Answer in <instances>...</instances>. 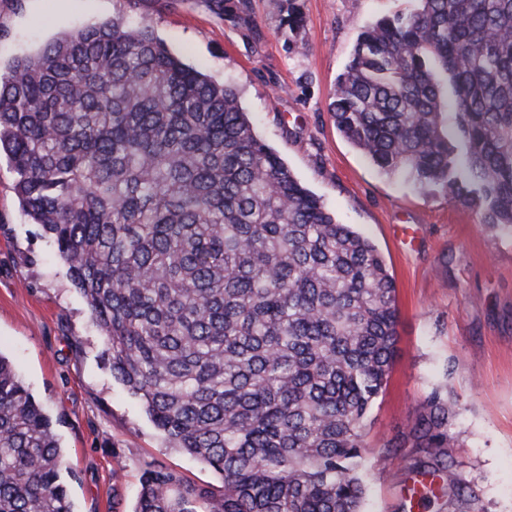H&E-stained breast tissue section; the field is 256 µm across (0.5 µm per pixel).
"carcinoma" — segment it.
Returning <instances> with one entry per match:
<instances>
[{
	"label": "carcinoma",
	"instance_id": "cac0c4a2",
	"mask_svg": "<svg viewBox=\"0 0 512 512\" xmlns=\"http://www.w3.org/2000/svg\"><path fill=\"white\" fill-rule=\"evenodd\" d=\"M365 26L336 129L387 174L438 185L512 235V0H415ZM165 447L133 512H363L365 426L398 356L396 286L255 134L232 87L149 29L104 20L0 69V152ZM456 405L408 435L452 501ZM53 421L0 354V512H75Z\"/></svg>",
	"mask_w": 512,
	"mask_h": 512
}]
</instances>
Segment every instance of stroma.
<instances>
[{
    "mask_svg": "<svg viewBox=\"0 0 512 512\" xmlns=\"http://www.w3.org/2000/svg\"><path fill=\"white\" fill-rule=\"evenodd\" d=\"M238 17L213 0H0V63L110 18L148 27L185 63L236 89L256 134L342 223L382 254L397 286L399 356L374 403L363 512H405L421 478L381 459L432 390L456 403L448 432L468 486L414 512H512V236L434 186L381 172L333 124L328 104L363 26L407 0H246ZM0 158V354L55 423L76 512H131L146 464L198 484L219 478L166 448L137 399L112 377L100 332L51 242L23 212Z\"/></svg>",
    "mask_w": 512,
    "mask_h": 512,
    "instance_id": "obj_1",
    "label": "stroma"
}]
</instances>
